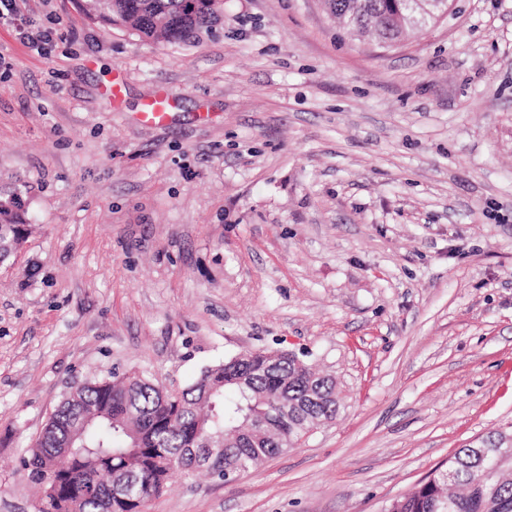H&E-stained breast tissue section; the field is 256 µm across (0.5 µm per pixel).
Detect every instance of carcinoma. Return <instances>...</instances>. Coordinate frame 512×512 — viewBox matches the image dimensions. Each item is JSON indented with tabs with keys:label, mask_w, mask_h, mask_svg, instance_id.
<instances>
[{
	"label": "carcinoma",
	"mask_w": 512,
	"mask_h": 512,
	"mask_svg": "<svg viewBox=\"0 0 512 512\" xmlns=\"http://www.w3.org/2000/svg\"><path fill=\"white\" fill-rule=\"evenodd\" d=\"M223 0H81L84 15L141 40L195 44L223 17ZM452 0H326L349 33L400 41L448 16ZM18 191L0 193V261L28 234ZM336 381L286 351H250L205 368L181 390L133 373L87 381L67 393L22 460L41 490L38 512H143L171 473H245L336 419ZM68 458L46 492L56 452ZM396 512H512V473L466 445L410 493Z\"/></svg>",
	"instance_id": "obj_1"
}]
</instances>
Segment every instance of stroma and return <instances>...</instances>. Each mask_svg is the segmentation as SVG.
<instances>
[{"label":"stroma","mask_w":512,"mask_h":512,"mask_svg":"<svg viewBox=\"0 0 512 512\" xmlns=\"http://www.w3.org/2000/svg\"><path fill=\"white\" fill-rule=\"evenodd\" d=\"M162 86L173 119L145 124ZM0 189L35 227L0 264V512H35L21 459L71 387L181 389L246 351L335 376L336 420L229 484L176 473L146 512H386L512 426V0L393 45L324 0H224L182 47L24 0Z\"/></svg>","instance_id":"stroma-1"}]
</instances>
